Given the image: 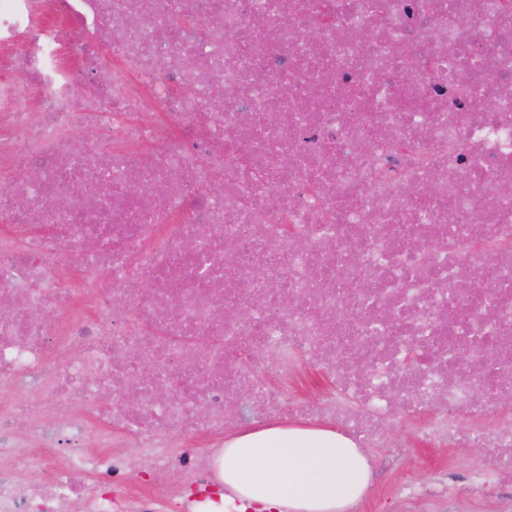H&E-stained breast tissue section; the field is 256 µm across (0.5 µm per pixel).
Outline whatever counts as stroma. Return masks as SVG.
Here are the masks:
<instances>
[{
  "instance_id": "35a3bbf8",
  "label": "stroma",
  "mask_w": 512,
  "mask_h": 512,
  "mask_svg": "<svg viewBox=\"0 0 512 512\" xmlns=\"http://www.w3.org/2000/svg\"><path fill=\"white\" fill-rule=\"evenodd\" d=\"M273 385L284 387L294 400H310L328 392L331 388L329 377L307 362H297L289 379L273 378ZM419 421H397L392 435L393 441L410 443L415 456L400 454L389 444L365 449L364 454L370 467L369 485L361 503L355 504L350 512H512V479L500 483L494 494L451 499H408L400 497L398 486L409 472H416L418 478L426 480L441 478L451 482L465 481L479 476L489 468L482 449L440 447L418 438ZM113 441L123 446L125 454L135 465L131 473V487L140 490L143 484L176 486L185 479L180 463L183 453L206 446L218 445L215 437L184 440L171 439L169 442L170 465L167 469L156 470L149 463L141 461L140 450L122 434L112 436Z\"/></svg>"
}]
</instances>
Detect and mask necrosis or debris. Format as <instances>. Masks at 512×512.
Returning a JSON list of instances; mask_svg holds the SVG:
<instances>
[{
	"label": "necrosis or debris",
	"instance_id": "obj_1",
	"mask_svg": "<svg viewBox=\"0 0 512 512\" xmlns=\"http://www.w3.org/2000/svg\"><path fill=\"white\" fill-rule=\"evenodd\" d=\"M180 2L0 0V389L35 395L0 408V512H213V448L186 487L134 493L113 429L164 469L168 437L285 416L360 448L424 417L422 441L491 469L404 490L492 491L512 475V0H188L177 25ZM299 358L330 392L260 383Z\"/></svg>",
	"mask_w": 512,
	"mask_h": 512
}]
</instances>
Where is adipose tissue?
Returning a JSON list of instances; mask_svg holds the SVG:
<instances>
[{
    "label": "adipose tissue",
    "mask_w": 512,
    "mask_h": 512,
    "mask_svg": "<svg viewBox=\"0 0 512 512\" xmlns=\"http://www.w3.org/2000/svg\"><path fill=\"white\" fill-rule=\"evenodd\" d=\"M218 463L227 490L288 512H347L368 484L362 450L328 429L241 432L225 439Z\"/></svg>",
    "instance_id": "1"
}]
</instances>
